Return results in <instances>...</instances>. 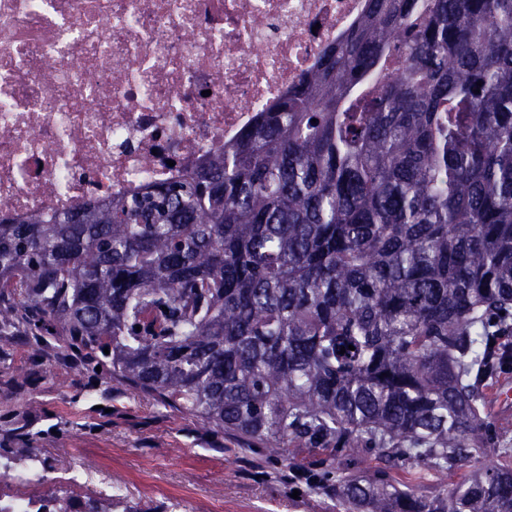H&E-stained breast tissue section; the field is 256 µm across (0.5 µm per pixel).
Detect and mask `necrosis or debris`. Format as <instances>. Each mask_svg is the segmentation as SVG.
Segmentation results:
<instances>
[{"instance_id": "1", "label": "necrosis or debris", "mask_w": 512, "mask_h": 512, "mask_svg": "<svg viewBox=\"0 0 512 512\" xmlns=\"http://www.w3.org/2000/svg\"><path fill=\"white\" fill-rule=\"evenodd\" d=\"M364 0H0V220L202 169L287 96Z\"/></svg>"}]
</instances>
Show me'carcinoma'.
I'll list each match as a JSON object with an SVG mask.
<instances>
[{
  "label": "carcinoma",
  "mask_w": 512,
  "mask_h": 512,
  "mask_svg": "<svg viewBox=\"0 0 512 512\" xmlns=\"http://www.w3.org/2000/svg\"><path fill=\"white\" fill-rule=\"evenodd\" d=\"M5 294L1 344L16 324L56 336L105 384L275 467L312 455L342 512H512V448L486 423L512 368V0H365L199 172L0 223ZM482 448L499 466L446 490L391 475L446 473Z\"/></svg>",
  "instance_id": "1"
}]
</instances>
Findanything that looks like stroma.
<instances>
[{"label": "stroma", "mask_w": 512, "mask_h": 512, "mask_svg": "<svg viewBox=\"0 0 512 512\" xmlns=\"http://www.w3.org/2000/svg\"><path fill=\"white\" fill-rule=\"evenodd\" d=\"M100 378L52 340L20 333L0 347V466L31 448L47 461L36 485L0 479L1 497L95 496L108 483L144 512L162 503L173 512H336L230 435ZM22 426L26 439H14ZM63 464L83 470L82 482L64 480Z\"/></svg>", "instance_id": "obj_1"}]
</instances>
